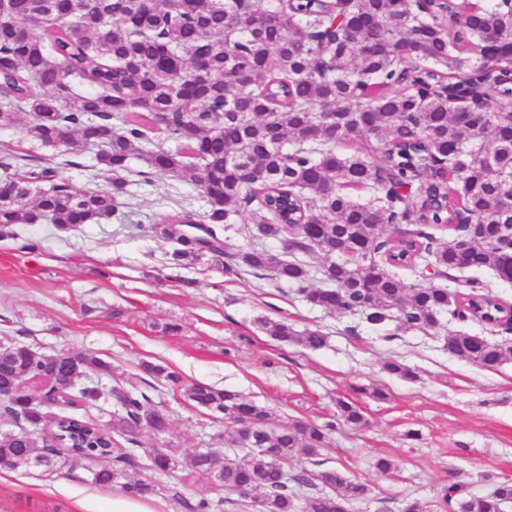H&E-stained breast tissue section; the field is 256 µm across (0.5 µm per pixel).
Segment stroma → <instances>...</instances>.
Listing matches in <instances>:
<instances>
[{
  "label": "stroma",
  "instance_id": "obj_1",
  "mask_svg": "<svg viewBox=\"0 0 512 512\" xmlns=\"http://www.w3.org/2000/svg\"><path fill=\"white\" fill-rule=\"evenodd\" d=\"M30 118L0 126V146L53 166L60 150L25 136ZM126 224H83L68 230L20 224L13 239H0V343H23L37 355L60 349L110 364L104 388L122 384L144 391L166 412L170 432L144 430V445L164 441L180 458L196 449L223 457L221 423L195 408L186 389L201 382L244 394L276 412L317 424L335 422L336 402L355 400L365 421L337 425L319 458L368 484L369 497L352 512H402L418 502L423 512H446L443 487L458 483L484 493L495 481L512 480V360L480 367L446 349L451 333L486 336L475 320H443L439 332L377 327L358 317L308 304L295 287L267 273L224 271L223 258L170 263L172 241L155 237L151 225L181 208L203 212L199 187L161 174L134 182L124 198ZM38 250L23 249L25 240ZM285 320L296 329H318L325 347L308 350L275 340L258 318ZM179 324L174 335L159 324ZM144 361L178 373L177 386L145 374ZM409 366L415 379L390 374L386 362ZM382 398H374L372 390ZM391 459L382 473L377 458ZM130 479L148 480L161 492L143 503L148 512H184L192 495L178 474L143 468ZM120 487L92 484L85 468L0 471V512H132Z\"/></svg>",
  "mask_w": 512,
  "mask_h": 512
}]
</instances>
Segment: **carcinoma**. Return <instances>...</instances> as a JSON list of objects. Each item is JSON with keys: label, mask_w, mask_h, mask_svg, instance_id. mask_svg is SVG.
I'll use <instances>...</instances> for the list:
<instances>
[{"label": "carcinoma", "mask_w": 512, "mask_h": 512, "mask_svg": "<svg viewBox=\"0 0 512 512\" xmlns=\"http://www.w3.org/2000/svg\"><path fill=\"white\" fill-rule=\"evenodd\" d=\"M0 18V126L21 112L31 141L94 154L87 188L63 168L34 156L0 155V236L16 224L123 222L120 199L136 157L152 173L198 186L207 210L176 211L152 230L172 240L170 260L211 253L238 267L272 274L310 304L371 325L397 321L428 332L439 316L477 320L512 334V305L479 278L451 291L405 284L393 270L427 266L455 273L488 269L512 283V0H4ZM159 131L176 146L155 142ZM242 211L259 232L280 240L284 259L244 249L224 235ZM404 225L403 238L384 237ZM331 288L313 286L307 256ZM270 336L310 350L318 329L260 320ZM448 352L492 367L512 358V345L465 333L447 337ZM141 369L177 384L180 376L151 362ZM86 377L71 387L84 406L102 397L109 366L96 357L73 362L38 358L24 344L0 353V416L19 428L0 440V470L52 473L92 462H144L181 471L193 486L188 512H224L222 489L249 496L260 512H349L368 486L338 469L288 473L296 458L318 465L326 431L303 419L285 424L242 395L197 383L186 397L225 424L224 442L248 446V459L200 449L181 461L173 448L145 447L143 429L169 432L167 415L138 389L112 387V425L92 417H50L16 393L23 381L60 371ZM337 419L357 425L352 401L336 403ZM102 487L122 484L134 498L157 494L150 482L128 481L122 469L93 471ZM456 512H504L512 481L470 494L442 490Z\"/></svg>", "instance_id": "1"}]
</instances>
